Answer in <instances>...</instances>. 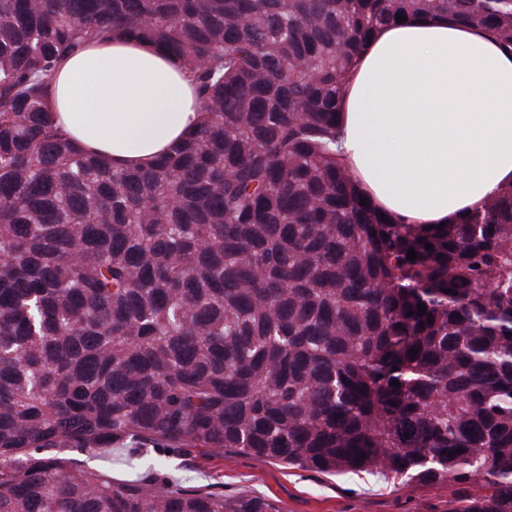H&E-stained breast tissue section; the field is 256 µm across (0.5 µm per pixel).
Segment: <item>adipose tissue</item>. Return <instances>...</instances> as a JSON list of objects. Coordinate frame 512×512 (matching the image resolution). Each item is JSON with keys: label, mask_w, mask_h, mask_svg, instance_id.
Listing matches in <instances>:
<instances>
[{"label": "adipose tissue", "mask_w": 512, "mask_h": 512, "mask_svg": "<svg viewBox=\"0 0 512 512\" xmlns=\"http://www.w3.org/2000/svg\"><path fill=\"white\" fill-rule=\"evenodd\" d=\"M341 149L361 193L395 224H449L512 186V51L423 13L379 29L340 98ZM54 117L84 153L143 167L201 114L165 52L91 42L54 79Z\"/></svg>", "instance_id": "adipose-tissue-1"}]
</instances>
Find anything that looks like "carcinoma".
Here are the masks:
<instances>
[{
    "instance_id": "1",
    "label": "carcinoma",
    "mask_w": 512,
    "mask_h": 512,
    "mask_svg": "<svg viewBox=\"0 0 512 512\" xmlns=\"http://www.w3.org/2000/svg\"><path fill=\"white\" fill-rule=\"evenodd\" d=\"M415 13L512 50V0H0V512H279L61 453L128 443L512 512V186L392 224L336 150L361 46ZM121 38L175 59L203 112L143 169L50 116L63 60Z\"/></svg>"
}]
</instances>
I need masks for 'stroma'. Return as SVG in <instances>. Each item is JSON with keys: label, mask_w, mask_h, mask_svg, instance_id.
Listing matches in <instances>:
<instances>
[{"label": "stroma", "mask_w": 512, "mask_h": 512, "mask_svg": "<svg viewBox=\"0 0 512 512\" xmlns=\"http://www.w3.org/2000/svg\"><path fill=\"white\" fill-rule=\"evenodd\" d=\"M130 469L186 478L227 495H261L280 512H445L451 494L447 486L405 485L377 473L327 475L219 451L177 453L150 445L131 462L122 454L113 457V474Z\"/></svg>", "instance_id": "1"}]
</instances>
